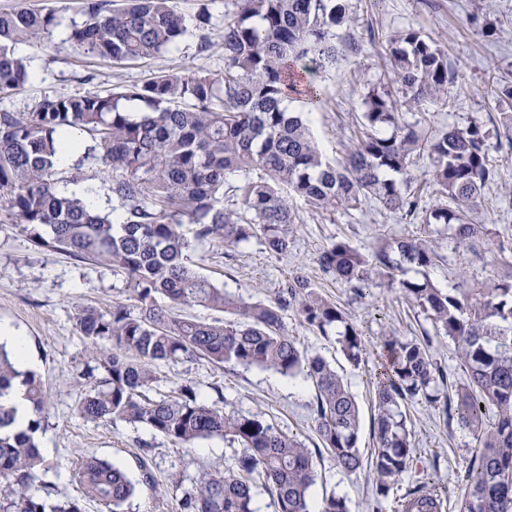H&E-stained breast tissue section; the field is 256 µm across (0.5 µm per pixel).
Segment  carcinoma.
<instances>
[{
	"instance_id": "cac0c4a2",
	"label": "carcinoma",
	"mask_w": 512,
	"mask_h": 512,
	"mask_svg": "<svg viewBox=\"0 0 512 512\" xmlns=\"http://www.w3.org/2000/svg\"><path fill=\"white\" fill-rule=\"evenodd\" d=\"M82 20L71 23L70 43L82 53L126 64L177 49L187 32L176 0H82ZM351 16L345 0H240L224 14V71L160 73L124 92L46 96L28 112L0 110V201L19 219L18 229L39 247L99 262L126 275L134 304L101 311L76 309L86 339L83 393L76 415L94 423L144 426L184 448L214 437L241 451L231 465L203 469L184 491L183 512H257L256 489L268 493L274 512H349L334 493L315 503V460L328 454L346 472L362 467L359 409L343 378L324 358L301 350L288 336L292 308L309 327L335 332L340 351L358 364L363 334L344 309L303 275L285 281L266 302H247L190 268L196 245L238 246L252 238L286 256L296 216L288 198L320 211L357 209L369 199L399 211L409 222L455 225L456 248L474 251L487 236L472 220L482 190L494 181L488 135L476 124L450 126L425 138L398 123L401 102L421 105L448 93V55L415 29L392 39V83L369 90L363 136L343 164L323 156L301 112L282 106L288 91L321 103L315 76L336 61V28ZM54 14L25 7L0 12V94L25 84L27 62L14 45L50 34ZM139 107L138 116L124 104ZM88 137L73 172L63 176L59 142ZM429 160L435 203L424 208L412 188L414 155ZM96 166L106 207L91 208L83 161ZM239 174L236 183L228 176ZM442 260L427 236L392 239L363 254L346 240L318 257L322 273L354 285L380 280L417 306L437 333L456 345L465 378L456 411L478 442L459 512H512V282L485 281L467 290L437 288L426 270ZM490 265H512V246L490 250ZM418 274L404 277L405 268ZM168 299L173 313L156 304ZM201 307L224 313L203 320L185 312ZM371 452L377 496H388L413 455L401 404L415 397L439 400L445 373L430 340L383 337ZM205 360L303 376L314 387L312 414L319 438L309 449L259 415L226 413L190 384L160 399L146 392L159 382L160 363ZM20 377L32 406L23 431L6 434L12 410L0 401V512H83L78 499H53L51 486L33 481L49 471L39 434L47 410L41 378L21 373L0 349V398ZM140 479L95 455L83 453L72 478L82 496L122 512L137 486L153 480L147 457ZM405 512H442L438 494L415 490Z\"/></svg>"
}]
</instances>
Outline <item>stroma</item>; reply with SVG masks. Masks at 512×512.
<instances>
[{"mask_svg": "<svg viewBox=\"0 0 512 512\" xmlns=\"http://www.w3.org/2000/svg\"><path fill=\"white\" fill-rule=\"evenodd\" d=\"M20 6L53 12L58 25L49 40L16 45L15 52L27 59L32 77L23 87L0 95V109L14 112L29 111L46 96L119 91L161 72L223 71L220 36L224 15L237 11L238 2L177 0L190 28L178 50L125 65L90 57L71 47L67 36L71 23L80 18L81 0H0V12ZM348 8L350 26L336 31L339 56L318 79L320 108L308 111L303 99L290 94L285 98L287 109L309 112L312 133L323 154L335 162L343 160L362 132L367 92L390 81L393 36L408 28L421 32L448 53L453 71L448 99L417 107L402 105L400 119L418 124L429 135L448 124L465 127L476 123L488 131L489 157L497 177L484 191L486 207L474 218L486 225L493 241L512 242V150L500 147L495 134L501 112L497 92L512 81V0H348ZM201 12L209 18L203 31L195 27V17ZM204 32L211 37V46L205 50L200 47ZM291 205L298 221L293 226L294 247L288 256L269 254L254 238L237 247L196 246L189 253V262L229 293L251 301L274 298L290 276L301 274L320 285L349 314L370 345L356 365L344 358L335 337L309 328L295 310H288L284 323L301 349L335 365L348 383L360 410L359 448L366 456L375 442L372 420L379 365L375 345L384 336L422 340L432 325L424 313L385 286H371L365 296H358L350 285L324 276L317 259L334 239L347 240L368 253L383 239L405 238L417 233L419 227L405 220L401 212L373 203L358 210L324 213L311 211L299 198L292 199ZM16 223V216L0 205V325L24 336L31 357L29 368L46 384L49 410L40 446L47 462L55 466L47 481L55 483L61 495L80 496L79 486L71 479L79 453L96 455L133 473L136 458L146 446L154 481L139 485L136 495L125 504V512H183L184 491L200 468L231 464L237 446L213 438L187 450L145 427L121 421L98 424L75 415L81 392L76 378L85 363V342L75 326V309L92 306L111 310L114 303L128 302L130 289L125 277L110 267L34 246L17 230ZM428 231L443 257L427 271L437 287L462 290L491 277L512 278V270H489L475 256L470 259L467 278L456 277L459 254L453 227L433 224ZM157 373L160 380L153 397L191 384L207 402L224 411L259 415L308 447L317 443L310 382L259 368H217L203 360L162 363ZM405 411L413 459L381 502L383 512H397L398 501L419 486L435 490L443 501V512H459L476 440L423 398L408 402ZM176 473L181 483H173ZM317 474L315 495L333 491L345 497L350 512H373L376 490L369 469L348 473L325 457L317 464Z\"/></svg>", "mask_w": 512, "mask_h": 512, "instance_id": "stroma-1", "label": "stroma"}]
</instances>
